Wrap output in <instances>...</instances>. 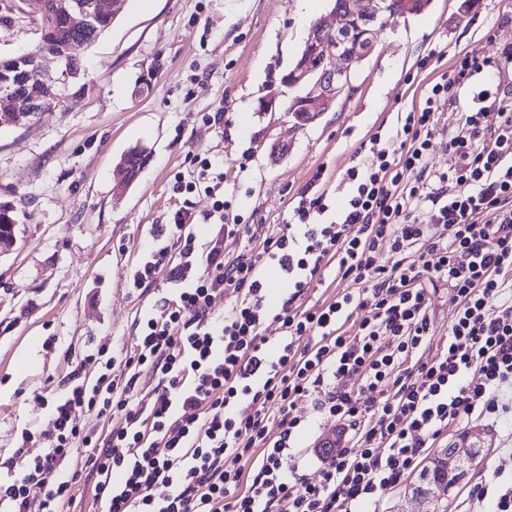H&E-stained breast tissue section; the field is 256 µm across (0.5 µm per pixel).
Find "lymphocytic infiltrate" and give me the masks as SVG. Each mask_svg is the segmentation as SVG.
<instances>
[{
	"label": "lymphocytic infiltrate",
	"mask_w": 512,
	"mask_h": 512,
	"mask_svg": "<svg viewBox=\"0 0 512 512\" xmlns=\"http://www.w3.org/2000/svg\"><path fill=\"white\" fill-rule=\"evenodd\" d=\"M511 64L512 44L459 52L423 106L407 113L398 151L372 135L367 165L346 169L352 192L333 222L318 221L324 195L301 193L282 234L233 260L222 239L237 225H222L203 255L188 210L156 225L133 284L154 282L173 240L181 258L169 271L175 298L144 320L130 354L109 357L95 384L73 385L57 401L53 448L22 474L0 478V512H28L34 500L42 512H61L72 483L54 473L80 446L104 512H355L400 484L449 426L477 411L512 415V97L492 81ZM462 88L472 105L438 173L429 167L435 104ZM490 110L499 116L493 128L483 122ZM424 209L431 224L418 218ZM385 247L395 257L389 267L376 262ZM327 260L351 289L300 309ZM197 263L203 275L182 287L184 269ZM270 267L290 288L276 307L267 302ZM430 282L447 286L456 314L429 358ZM224 293L236 305L213 317ZM353 317L348 337L342 328ZM269 318L281 324L275 345L262 333ZM119 362L131 373L122 382L110 374ZM143 367L157 378L145 399L133 378ZM307 400L353 433L315 482L291 478L289 467L302 428L295 408ZM82 407L123 412L124 423L96 437L71 422ZM159 485L169 489L161 499Z\"/></svg>",
	"instance_id": "lymphocytic-infiltrate-1"
}]
</instances>
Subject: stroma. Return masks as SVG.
I'll return each mask as SVG.
<instances>
[{
    "instance_id": "obj_1",
    "label": "stroma",
    "mask_w": 512,
    "mask_h": 512,
    "mask_svg": "<svg viewBox=\"0 0 512 512\" xmlns=\"http://www.w3.org/2000/svg\"><path fill=\"white\" fill-rule=\"evenodd\" d=\"M459 5L432 0L422 14L389 20L348 94L299 127L287 110L297 91L281 78L329 0H122L117 21L84 60L85 98L29 124L0 127V203L29 215L0 256V463L51 447L53 409L70 379L95 382L97 350L124 357L137 322L172 298L166 274L146 288L133 284L155 225L186 208L200 248L216 236L207 219L213 195L201 186L174 194L175 175L196 182L203 158L223 174L224 221L245 225L224 241L230 258L279 234L307 186L325 196L321 220L331 222L351 191L345 169L366 159L362 143L377 133L398 149L407 112L450 73L458 52L512 43V0H474L466 13ZM146 77L148 93L137 94ZM273 91L275 107L261 110ZM460 112L456 101L437 103L432 169L448 166L443 145ZM280 141L290 149L276 159ZM137 145L149 159L116 193L118 163ZM297 409L305 427L291 465L314 481L321 444L344 447L350 435L311 403ZM474 425L492 433V446L446 512H488L489 500L477 499L475 488L512 484V420L473 414L439 435L433 450ZM27 431L34 434L28 442Z\"/></svg>"
}]
</instances>
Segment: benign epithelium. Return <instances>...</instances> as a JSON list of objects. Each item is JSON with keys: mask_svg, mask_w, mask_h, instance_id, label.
<instances>
[{"mask_svg": "<svg viewBox=\"0 0 512 512\" xmlns=\"http://www.w3.org/2000/svg\"><path fill=\"white\" fill-rule=\"evenodd\" d=\"M432 0H346L340 12L331 11L332 20L312 25L306 41V51L297 62V84L304 93L292 98L288 112L303 116L304 122L316 120L328 112L339 97L351 87L355 67L365 60L375 47L376 25L395 17L419 15L426 11ZM63 10L67 24L76 29H89L96 18L113 12L112 0H19L15 10L40 25L54 19ZM342 31L331 43L325 34ZM17 61L15 76H0V123L16 125L32 120L36 110L33 104L22 102L15 96L16 84L26 86L42 84L49 89L52 102L70 105L64 90L70 86L74 71L70 65L69 49L61 47L30 60L26 54L14 55ZM492 444L491 433L472 427L450 448L448 479L430 482L425 492L412 491L418 504L416 512H442V501L461 484Z\"/></svg>", "mask_w": 512, "mask_h": 512, "instance_id": "7a95c632", "label": "benign epithelium"}]
</instances>
